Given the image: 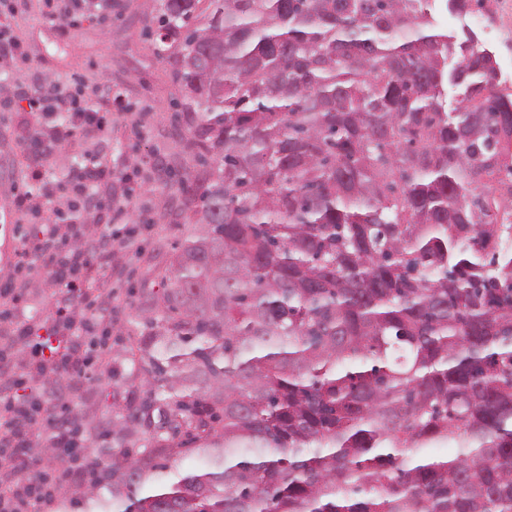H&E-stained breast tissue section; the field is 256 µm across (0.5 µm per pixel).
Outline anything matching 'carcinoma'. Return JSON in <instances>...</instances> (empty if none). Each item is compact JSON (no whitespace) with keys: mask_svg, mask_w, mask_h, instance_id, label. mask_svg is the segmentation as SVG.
<instances>
[{"mask_svg":"<svg viewBox=\"0 0 512 512\" xmlns=\"http://www.w3.org/2000/svg\"><path fill=\"white\" fill-rule=\"evenodd\" d=\"M149 30L178 48L192 232L137 314L146 390L88 423L112 447L57 512H512L496 52L430 0H162Z\"/></svg>","mask_w":512,"mask_h":512,"instance_id":"carcinoma-1","label":"carcinoma"}]
</instances>
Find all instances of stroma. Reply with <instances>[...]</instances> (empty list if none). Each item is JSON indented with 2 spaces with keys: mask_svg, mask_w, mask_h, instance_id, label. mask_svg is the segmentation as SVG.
<instances>
[{
  "mask_svg": "<svg viewBox=\"0 0 512 512\" xmlns=\"http://www.w3.org/2000/svg\"><path fill=\"white\" fill-rule=\"evenodd\" d=\"M91 16L68 31L44 22L43 0H16L10 23L24 54L10 73V81L31 84L49 78L63 84L82 81L91 104L107 99L112 110V143L105 157L110 177L95 186L101 200L133 186L129 219L135 232L134 245L123 233H114L112 268L104 274L112 286L113 348H128L142 330L134 316L144 292L160 291L161 274L174 246L191 231L182 197L163 190L172 168L191 167L183 138L173 131V116L179 99L173 80L174 56L157 55L152 36L147 35V0H90ZM489 23L498 32L494 42L503 83L512 84V0H495ZM109 24H100V17ZM34 118L24 111L0 116V206L10 205L23 191L36 192L27 184V159L19 147L20 137ZM139 157L140 176H132L131 159ZM27 316L44 321L54 307L55 282L44 272L24 277ZM96 364L90 377L79 379V394L67 395L73 408L95 417H110L130 396L129 384H116Z\"/></svg>",
  "mask_w": 512,
  "mask_h": 512,
  "instance_id": "35a3bbf8",
  "label": "stroma"
}]
</instances>
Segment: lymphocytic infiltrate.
I'll return each mask as SVG.
<instances>
[{
    "instance_id": "lymphocytic-infiltrate-1",
    "label": "lymphocytic infiltrate",
    "mask_w": 512,
    "mask_h": 512,
    "mask_svg": "<svg viewBox=\"0 0 512 512\" xmlns=\"http://www.w3.org/2000/svg\"><path fill=\"white\" fill-rule=\"evenodd\" d=\"M22 104L45 118L60 109L72 112L74 117L64 132L49 138L34 132L22 140L21 149L31 160L26 178L33 182H46V165L65 142L88 135L104 140L112 132L111 119L89 111L71 88L58 84L39 89L17 85L0 94V112L14 111ZM97 178L93 170L77 174L67 192L69 206L88 213L104 208L114 217H123L124 202L105 205L96 198L93 186ZM111 236V225L100 224L91 231L82 223L70 225L69 238L64 241L57 224L44 221L37 233L20 235L16 270L0 276V338L7 346L22 345L31 353L30 361L15 366V389L0 394V455L8 460L6 472L0 477V512H35L36 507L52 501L43 480L26 475V450L33 431L43 419L38 409L39 396L22 394L19 387L34 370L43 374L62 371L84 374L94 358L96 350L91 347L90 338L94 334L95 318L79 319L69 315L68 309L77 297V282L83 281L87 274L111 267ZM30 268L47 270L60 287L55 301L57 310L49 320L51 340L47 343L37 334L34 322L20 312L22 298L16 291V273Z\"/></svg>"
}]
</instances>
